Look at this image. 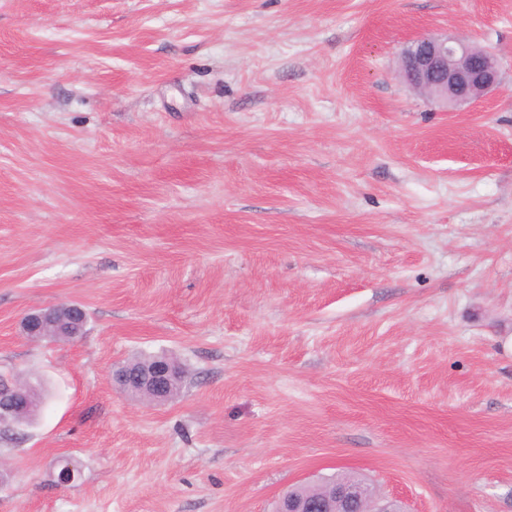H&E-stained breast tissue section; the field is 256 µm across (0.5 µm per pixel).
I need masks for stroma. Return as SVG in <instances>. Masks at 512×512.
<instances>
[{
    "mask_svg": "<svg viewBox=\"0 0 512 512\" xmlns=\"http://www.w3.org/2000/svg\"><path fill=\"white\" fill-rule=\"evenodd\" d=\"M493 50L456 109L397 76ZM88 312L74 342L29 311ZM164 353L180 394L112 369ZM0 512H512V0H0ZM81 471L59 484L54 463ZM397 76L415 91L457 107L483 98L499 84L497 56L458 36L419 37L402 52ZM86 309L80 303L51 305L29 312L22 320L24 336H57L58 341H68L84 333ZM13 398L11 400H0V421L3 422L10 414L16 415L22 408L31 406L29 398V386L15 385L12 389ZM337 482H350V483H361L363 482L359 476L354 474H340L332 478L325 479L321 484L316 485H301L293 487L290 494H297L298 496L309 499V503L315 501H322V498L329 492L334 490V485ZM366 495L360 501H356L359 498V491L353 487L339 486L335 491V498L343 500V502L351 504H344L343 506H337L334 510L329 512H335L336 510L343 512H366V510H380V511H394L399 510V506H395L389 501L382 500L376 494L373 495L371 488L366 484Z\"/></svg>",
    "mask_w": 512,
    "mask_h": 512,
    "instance_id": "35a3bbf8",
    "label": "stroma"
}]
</instances>
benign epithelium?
Wrapping results in <instances>:
<instances>
[{"label": "benign epithelium", "instance_id": "1", "mask_svg": "<svg viewBox=\"0 0 512 512\" xmlns=\"http://www.w3.org/2000/svg\"><path fill=\"white\" fill-rule=\"evenodd\" d=\"M397 76L408 86L425 96L448 102L457 107L483 98L499 84L500 66L497 56L458 36L426 35L419 37L402 52ZM87 321L86 309L80 303L51 305L29 312L22 320L23 335L55 336L67 341L83 335ZM184 373L169 360L154 361L139 373L134 381L122 379V384H134L156 402L182 387ZM13 398L0 400V421L31 405L29 387L17 385ZM61 483L71 484L81 472L71 458L57 461Z\"/></svg>", "mask_w": 512, "mask_h": 512}]
</instances>
